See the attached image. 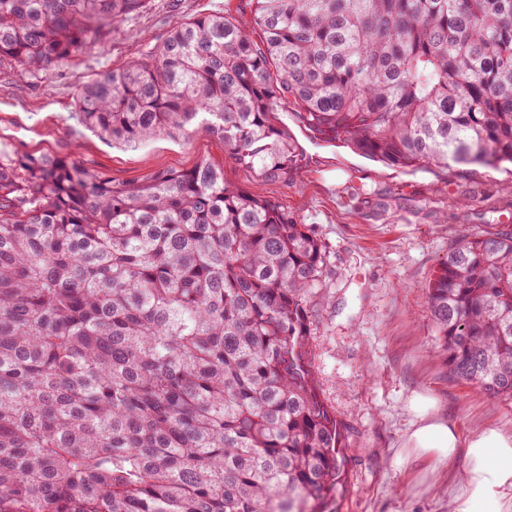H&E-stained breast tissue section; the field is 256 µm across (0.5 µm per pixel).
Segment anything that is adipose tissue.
I'll return each mask as SVG.
<instances>
[{"label":"adipose tissue","mask_w":512,"mask_h":512,"mask_svg":"<svg viewBox=\"0 0 512 512\" xmlns=\"http://www.w3.org/2000/svg\"><path fill=\"white\" fill-rule=\"evenodd\" d=\"M406 411L410 421L402 445L431 460L434 471L447 473L451 512H478L486 504L512 512V430L487 424L462 434L438 401L422 392L411 395Z\"/></svg>","instance_id":"ef3b65f1"}]
</instances>
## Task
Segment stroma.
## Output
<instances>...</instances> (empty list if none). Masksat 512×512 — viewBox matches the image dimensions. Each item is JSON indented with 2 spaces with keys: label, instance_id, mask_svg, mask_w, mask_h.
Wrapping results in <instances>:
<instances>
[{
  "label": "stroma",
  "instance_id": "stroma-1",
  "mask_svg": "<svg viewBox=\"0 0 512 512\" xmlns=\"http://www.w3.org/2000/svg\"><path fill=\"white\" fill-rule=\"evenodd\" d=\"M240 0H151L146 12L116 23L110 38L47 71L0 64V146L12 154L74 157L120 182L208 161L227 184L280 202L326 251L313 292L308 360L316 390L345 427L342 482L326 512H447L438 474L398 452L412 393L434 395L449 421L470 433L485 424L512 427V402L489 399L457 380L435 340L428 289L459 236L512 225V171L456 167L392 168L309 137L288 111L306 160L289 183L261 182L216 136H158L135 148L112 145L74 112L82 83L122 66L160 41L180 19L239 9ZM374 193L386 206L366 213ZM460 197L468 206H457Z\"/></svg>",
  "mask_w": 512,
  "mask_h": 512
}]
</instances>
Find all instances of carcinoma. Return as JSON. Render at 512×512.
Masks as SVG:
<instances>
[{
    "label": "carcinoma",
    "mask_w": 512,
    "mask_h": 512,
    "mask_svg": "<svg viewBox=\"0 0 512 512\" xmlns=\"http://www.w3.org/2000/svg\"><path fill=\"white\" fill-rule=\"evenodd\" d=\"M151 0H0V62L47 70ZM74 101L100 137L216 135L262 182L312 138L393 168L512 164V0H246ZM325 249L207 161L117 183L0 149V512H323L345 427L306 359ZM450 372L512 400V231L429 287Z\"/></svg>",
    "instance_id": "cac0c4a2"
}]
</instances>
